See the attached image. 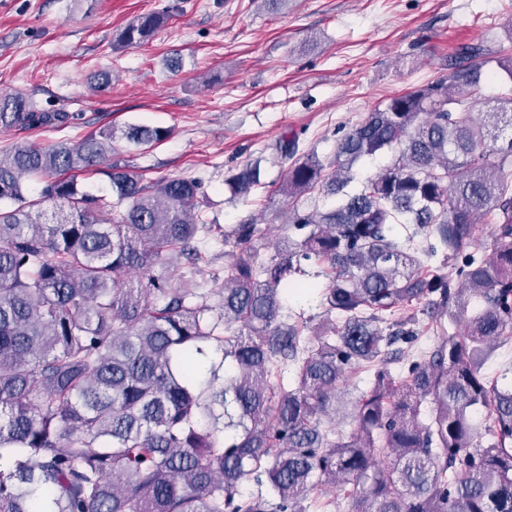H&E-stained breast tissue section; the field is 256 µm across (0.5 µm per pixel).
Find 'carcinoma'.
<instances>
[{"label":"carcinoma","instance_id":"cac0c4a2","mask_svg":"<svg viewBox=\"0 0 512 512\" xmlns=\"http://www.w3.org/2000/svg\"><path fill=\"white\" fill-rule=\"evenodd\" d=\"M161 23L138 17L119 43L144 45ZM463 54L328 157L279 141L287 200H340L288 208L291 234L265 258L255 220L202 217L196 179L146 185L111 164L107 198L73 176L99 172L115 140L137 148L165 128L1 152L0 512H305L321 485L353 486V512H512V384L482 374L512 333V92L476 115L490 60L480 45ZM67 119L0 92L1 128ZM382 153L390 165L345 191ZM262 185L258 160L230 181L243 197ZM480 216L494 224L488 254L468 250ZM218 236L235 251L211 286L196 275ZM439 247L446 272L431 264ZM165 261L187 268L174 285L152 274ZM304 261L326 279L327 325L310 342L307 322L286 318L288 296L310 288ZM428 333L440 337L428 351L394 348ZM354 369L371 375L347 402ZM347 407L349 433L336 427ZM246 483L257 490L241 494Z\"/></svg>","mask_w":512,"mask_h":512}]
</instances>
